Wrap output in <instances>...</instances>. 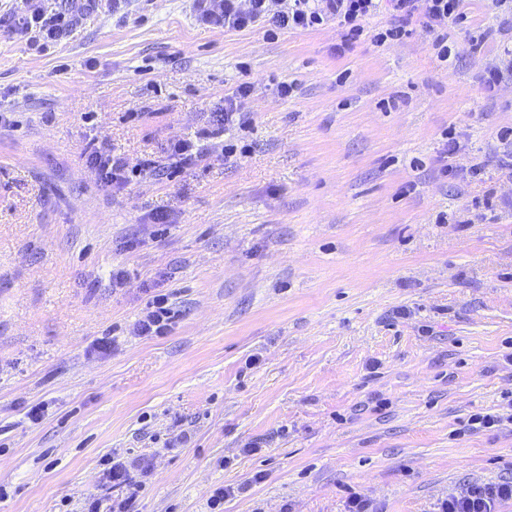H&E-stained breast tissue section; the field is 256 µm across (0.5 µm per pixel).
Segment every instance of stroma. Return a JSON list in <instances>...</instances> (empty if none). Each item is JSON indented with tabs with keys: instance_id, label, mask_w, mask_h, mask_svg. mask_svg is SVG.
Here are the masks:
<instances>
[{
	"instance_id": "1",
	"label": "stroma",
	"mask_w": 512,
	"mask_h": 512,
	"mask_svg": "<svg viewBox=\"0 0 512 512\" xmlns=\"http://www.w3.org/2000/svg\"><path fill=\"white\" fill-rule=\"evenodd\" d=\"M26 9L0 0V512H82L112 456L148 465L139 512H435L512 476V428L467 427L512 395V7L462 0L445 62L419 22L377 44L385 12L340 53L332 23L90 0L40 52ZM243 83L248 153L168 167ZM93 142L167 171L103 183ZM159 294L169 332L135 335Z\"/></svg>"
}]
</instances>
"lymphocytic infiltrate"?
Returning <instances> with one entry per match:
<instances>
[{
	"instance_id": "obj_1",
	"label": "lymphocytic infiltrate",
	"mask_w": 512,
	"mask_h": 512,
	"mask_svg": "<svg viewBox=\"0 0 512 512\" xmlns=\"http://www.w3.org/2000/svg\"><path fill=\"white\" fill-rule=\"evenodd\" d=\"M458 0H199L200 15L208 22H221L231 29H244L260 21L271 22L281 30L314 29L335 22L343 41L363 32V23L381 8H388L394 24L375 36L376 43L402 40L413 18H421L431 34V47L440 61L448 59V35L442 27L456 23ZM73 15L49 13L42 0H31L27 16L14 25L36 31L40 40H57L72 25ZM512 502V480L473 483L458 492L448 493L438 502L437 512H500Z\"/></svg>"
}]
</instances>
